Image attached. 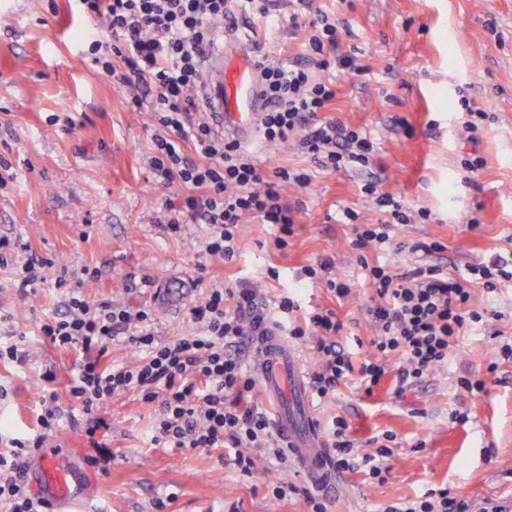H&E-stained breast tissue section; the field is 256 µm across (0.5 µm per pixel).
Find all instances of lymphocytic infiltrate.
<instances>
[{"label":"lymphocytic infiltrate","instance_id":"f902f5d3","mask_svg":"<svg viewBox=\"0 0 512 512\" xmlns=\"http://www.w3.org/2000/svg\"><path fill=\"white\" fill-rule=\"evenodd\" d=\"M77 2L83 14L103 23L100 31L81 40L92 66L126 88L132 107H151L158 128L150 162L154 176L187 189L180 205L167 210L168 228L176 231L190 221L208 225L206 251L230 261L236 253L239 224L253 216L275 226V244L286 248L295 235L298 207L283 188L307 187L311 174L264 170L239 141L226 138L216 123L200 117L204 56L213 37L211 20L243 13L267 22L272 18L271 0ZM308 28L311 60L325 76L316 78L299 61L287 66L272 56H261L256 68L267 107L259 120V139L278 145L298 138L301 149L326 170L369 169L375 154L373 140L326 115L336 97L335 74L358 75L364 68L356 56L340 53L341 31L335 19L321 14L309 21ZM116 58L121 67L113 66ZM186 144L192 155L184 154ZM361 191L386 219L365 224L355 210H342L340 221L352 226V247L359 253L389 252L395 226L430 217L428 210H410L394 195L379 191L376 180H365ZM408 248L423 253L426 263L399 273L385 262L364 266L372 290L368 316L377 331L371 342L376 358L358 367L337 339L342 323L333 309L301 313L292 294L270 307L245 280L211 288L189 310L200 334L175 344L156 341L145 309L108 300L92 303L77 288L66 292L62 313L40 330L55 347L79 353L68 391L86 417L87 439H94L105 427L104 414L113 396L134 390L145 402L161 406L157 443L166 448L224 449L233 453L236 469L250 476L257 464L251 449L264 450L280 461L285 455L267 411L255 400L257 382L243 369V345L282 327L295 339L316 338L319 365L311 375V387L321 398L335 394L350 377L365 394H372L393 359L401 364L400 386L411 388L447 362L459 336L483 322L484 312L473 304L475 288L492 295L512 283V253H496L451 270L437 260L446 250L444 244L415 241ZM121 334L138 349V358L128 364L104 361L108 343ZM56 378L55 370L46 368L43 379L48 387L40 395L41 434L11 438L8 452L0 453V504L7 512H48V502L27 489L23 458L41 448L62 414L53 387ZM348 428L339 416L329 428L334 471L365 470L381 477L389 469L391 447L382 444L374 452H359ZM381 512H512V502L489 498L475 502L440 488L385 505Z\"/></svg>","mask_w":512,"mask_h":512}]
</instances>
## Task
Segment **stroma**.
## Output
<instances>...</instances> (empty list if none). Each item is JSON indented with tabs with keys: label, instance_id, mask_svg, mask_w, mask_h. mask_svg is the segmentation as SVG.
<instances>
[{
	"label": "stroma",
	"instance_id": "obj_1",
	"mask_svg": "<svg viewBox=\"0 0 512 512\" xmlns=\"http://www.w3.org/2000/svg\"><path fill=\"white\" fill-rule=\"evenodd\" d=\"M312 10L336 17L341 52L367 68L337 77L329 116L371 133L379 147L375 164L367 174L330 172L297 140L253 144L263 167L307 169L313 181L286 189L299 205L287 248L275 247L271 225L248 217L227 262L206 252V225L186 223L174 233L159 223L160 209L178 202L183 188L150 170V113L133 111L123 88L82 55L76 33L91 20L70 0H0V156L11 163L0 184V237H23L26 258L47 262L44 282L25 288L20 263L0 266V339L23 334L29 353L21 364L0 362V430L37 433L49 366L62 406L77 409L67 388L76 351L38 334L61 307L58 276L81 285L90 301L146 309L156 339L172 343L195 333L189 310L211 285L247 280L267 301L293 289L303 310H335L343 324L338 340L358 364L375 336L370 290L352 228L336 215L351 208L362 223L381 221L360 190L366 175L407 206L431 212L428 220L398 225L396 241L442 242L443 263L460 267L512 252V0H312ZM231 23L243 43L261 41L277 59L307 54L303 28L283 21L269 33L254 18ZM471 109L489 114L474 141L462 125ZM469 156L484 161L477 174L462 164ZM322 257L334 260L335 275L356 282L348 301H337L321 283L297 280L300 267ZM272 269L279 279L269 278ZM475 299L501 318L459 337L447 365L419 387L398 393L391 372L367 395L349 379L317 405L320 424L345 418L363 451L384 433L396 438L386 479L339 475L338 494L324 498L326 512H378L441 487L473 500L512 497V359L496 358L492 342L498 332L512 341V283L491 297L476 290ZM493 360L498 369L490 375ZM464 378L484 379V391L470 393ZM160 410L134 391L113 397L103 436L112 459L104 469L89 463L85 436L69 420L46 436L45 447L62 449L63 462L78 473L93 512H225L232 505L238 512H308L312 488L293 464L262 458L248 478L225 464L223 449L156 447ZM456 412L467 422H450ZM271 479L296 486V493L274 498Z\"/></svg>",
	"mask_w": 512,
	"mask_h": 512
}]
</instances>
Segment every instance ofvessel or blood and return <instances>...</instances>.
I'll use <instances>...</instances> for the list:
<instances>
[{"label":"vessel or blood","instance_id":"vessel-or-blood-1","mask_svg":"<svg viewBox=\"0 0 512 512\" xmlns=\"http://www.w3.org/2000/svg\"><path fill=\"white\" fill-rule=\"evenodd\" d=\"M205 88V108L219 121L225 136L249 140L266 107L251 50L237 41H225L206 60ZM255 370L289 457L315 491L335 492L336 477L315 416L310 384L284 336L276 332L257 340ZM41 487L44 499L55 505L77 494L74 472L50 450L42 457Z\"/></svg>","mask_w":512,"mask_h":512}]
</instances>
